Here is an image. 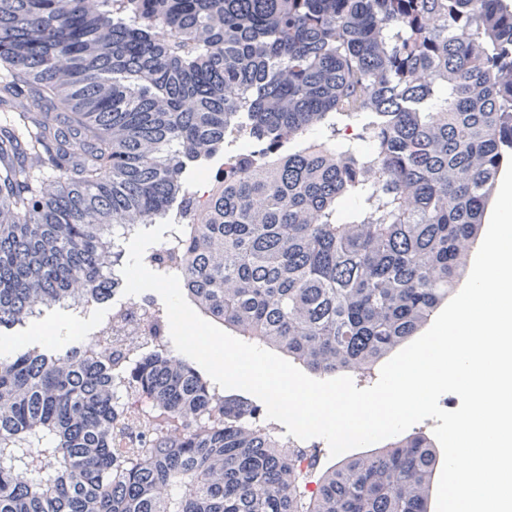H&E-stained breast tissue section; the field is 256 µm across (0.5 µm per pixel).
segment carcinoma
<instances>
[{"label":"carcinoma","instance_id":"cac0c4a2","mask_svg":"<svg viewBox=\"0 0 512 512\" xmlns=\"http://www.w3.org/2000/svg\"><path fill=\"white\" fill-rule=\"evenodd\" d=\"M0 74V106L31 89L0 128V329L108 299L114 234L187 216L190 167L232 145L146 262L231 333L369 376L464 277L512 150L506 0H0ZM337 114L372 116L364 149L333 145ZM152 326L117 358L0 359V512H431L427 434L310 491L260 409Z\"/></svg>","mask_w":512,"mask_h":512}]
</instances>
